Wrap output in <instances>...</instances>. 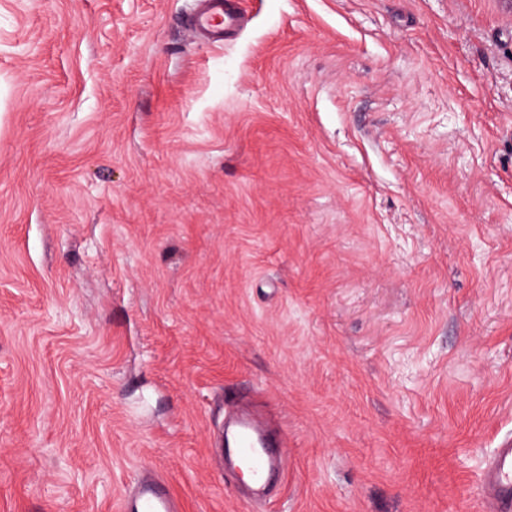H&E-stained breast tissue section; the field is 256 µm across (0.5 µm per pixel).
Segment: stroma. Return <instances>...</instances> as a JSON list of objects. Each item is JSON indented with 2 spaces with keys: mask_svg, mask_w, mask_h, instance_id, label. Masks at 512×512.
Returning a JSON list of instances; mask_svg holds the SVG:
<instances>
[{
  "mask_svg": "<svg viewBox=\"0 0 512 512\" xmlns=\"http://www.w3.org/2000/svg\"><path fill=\"white\" fill-rule=\"evenodd\" d=\"M0 0V512H484L512 435V0ZM238 391L286 441L253 502ZM237 0H201L195 3L192 16L193 29L207 33L213 40H224V35L236 31L240 25ZM120 511L177 512L175 498L155 478L139 481L125 496Z\"/></svg>",
  "mask_w": 512,
  "mask_h": 512,
  "instance_id": "1",
  "label": "stroma"
}]
</instances>
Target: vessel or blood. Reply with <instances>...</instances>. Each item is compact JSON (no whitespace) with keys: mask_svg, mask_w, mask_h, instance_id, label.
<instances>
[{"mask_svg":"<svg viewBox=\"0 0 512 512\" xmlns=\"http://www.w3.org/2000/svg\"><path fill=\"white\" fill-rule=\"evenodd\" d=\"M192 24L213 40H223L240 25L236 0H198ZM225 443L227 456L247 467L254 488L267 486L270 476L283 464L284 452L252 420L241 419L227 430ZM479 494L494 503L493 512H512V441L495 449L484 463ZM120 508L122 512H177L174 497L152 477L139 481L125 494Z\"/></svg>","mask_w":512,"mask_h":512,"instance_id":"1","label":"vessel or blood"}]
</instances>
